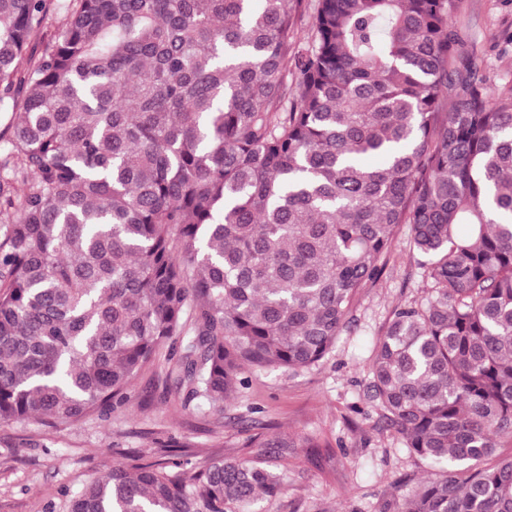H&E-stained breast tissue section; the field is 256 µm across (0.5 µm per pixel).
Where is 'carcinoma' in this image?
<instances>
[{
	"instance_id": "1",
	"label": "carcinoma",
	"mask_w": 512,
	"mask_h": 512,
	"mask_svg": "<svg viewBox=\"0 0 512 512\" xmlns=\"http://www.w3.org/2000/svg\"><path fill=\"white\" fill-rule=\"evenodd\" d=\"M448 5L0 0V423L115 412L158 363L214 411L249 370L316 367L407 224L427 292L384 325L369 388L439 473L398 512H512V93ZM159 445L65 512H254L285 489L264 461ZM64 22V13L59 12L57 10H51L46 19L43 22L42 30L37 38L32 43V48H34V52H41L46 44L53 38L57 29Z\"/></svg>"
}]
</instances>
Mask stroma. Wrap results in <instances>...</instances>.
Masks as SVG:
<instances>
[{
  "label": "stroma",
  "mask_w": 512,
  "mask_h": 512,
  "mask_svg": "<svg viewBox=\"0 0 512 512\" xmlns=\"http://www.w3.org/2000/svg\"><path fill=\"white\" fill-rule=\"evenodd\" d=\"M448 21L465 57L497 91L512 88V0H450ZM423 258L401 225L379 280L357 296L328 360L297 373L253 376L244 394L251 420L237 407L187 410L165 392L163 374L146 371L121 410L57 429L0 424V512H63L68 494L111 468L120 452L156 450L175 437L201 459H261L286 474L288 488L262 512H394L408 492L405 478L434 472L383 429L369 397L370 367L383 324L393 310L420 299ZM285 436L286 448H244L245 433Z\"/></svg>",
  "instance_id": "35a3bbf8"
}]
</instances>
